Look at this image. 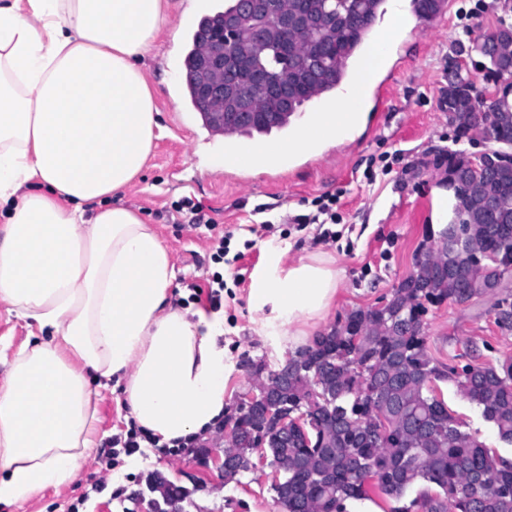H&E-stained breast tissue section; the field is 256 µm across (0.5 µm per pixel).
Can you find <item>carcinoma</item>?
Wrapping results in <instances>:
<instances>
[{"label": "carcinoma", "mask_w": 512, "mask_h": 512, "mask_svg": "<svg viewBox=\"0 0 512 512\" xmlns=\"http://www.w3.org/2000/svg\"><path fill=\"white\" fill-rule=\"evenodd\" d=\"M237 0L204 18L192 37L184 60L185 96L205 125H215L211 109L200 102L199 49L203 35L232 12ZM385 0H300L307 16L317 19L336 10L332 26L318 24L315 35L328 51L313 68L285 67L278 54L259 48L246 70L257 65L301 86L291 102L272 97L251 104L253 115L224 108V133L264 135L284 129L300 108L319 97L333 95L346 81L348 61L358 54ZM417 18L429 20L444 12L448 0H411ZM483 57L497 86L489 103L463 73L441 98L448 120L465 134L476 113L492 114L491 141L512 147V24H500L471 47ZM446 165L459 218L468 239L489 254L512 252V154L495 151L484 187L474 185L471 161L450 152ZM450 224L432 246L415 259L413 271L401 279L382 307L352 311L344 323L316 336L313 343L288 357V378L269 393L271 405L288 407V416H307L303 426L288 421V433L261 427L264 409L239 419L242 440L263 432L261 457L280 474L275 498L286 512H348L347 504L368 496L369 488L399 503L393 512H512V464L492 452L464 428L434 388L437 381L453 383L457 391L493 424L499 439L512 446V358L497 364L462 367L434 359L424 336L429 308L445 302L462 305L494 296L509 271L496 267L476 270L471 251L455 244ZM251 447L227 449L224 477L233 479L252 470ZM433 484L404 504L419 483ZM155 494L156 512L183 506L192 491L159 473L146 479Z\"/></svg>", "instance_id": "1"}]
</instances>
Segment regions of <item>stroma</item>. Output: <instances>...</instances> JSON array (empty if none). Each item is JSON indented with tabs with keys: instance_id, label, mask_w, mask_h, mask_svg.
Wrapping results in <instances>:
<instances>
[{
	"instance_id": "1",
	"label": "stroma",
	"mask_w": 512,
	"mask_h": 512,
	"mask_svg": "<svg viewBox=\"0 0 512 512\" xmlns=\"http://www.w3.org/2000/svg\"><path fill=\"white\" fill-rule=\"evenodd\" d=\"M230 0H166L167 34L146 52L140 66L160 111L161 130L148 164L125 192L122 201L153 226L174 266L172 296L188 298V283H206L213 273L224 276V342L236 362L230 387L233 401L255 385L252 364L273 370L283 363L268 343L250 329L246 293L249 274L264 243L287 241L292 258L321 249L334 253L344 271L336 304L321 331H328L358 308L379 305L413 269L415 252L427 241L432 190L447 182L437 157L451 151L471 156L488 148L476 136L458 137L440 109L448 60L459 47L512 24V0H448V9L430 21H415L404 34L394 60L395 72L380 73L364 104L365 117L351 140L299 156L287 170L260 173L229 168L220 162L229 144L245 143L242 135L219 137L203 127L186 99L172 100L168 79H182L184 50H173L171 31L188 38L186 18L201 19ZM473 25L472 34L464 26ZM333 193L335 239L322 241L321 225L296 224L297 216L314 214V198ZM185 196L210 208L215 229L191 228L175 211ZM224 232V260H213L212 233ZM494 300L482 297L466 305L444 303L431 309L425 326L430 353L446 364L474 352L479 362L493 364L512 357V330L495 323ZM30 339L25 319L0 302V354L7 358ZM0 363V386L8 366ZM449 410L499 455L512 456L493 426L449 382L437 385ZM96 407L98 435L74 480L47 489L29 500L0 504V512H66L82 492L90 498L85 512H147L146 503L132 500L149 474L158 472L195 493L185 512H282L271 489L272 471L263 461L237 480L225 479L214 465L202 464L188 453H162L143 448L122 454L106 489L92 490L91 476L103 467L98 450L130 427L121 388H100Z\"/></svg>"
}]
</instances>
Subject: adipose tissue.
<instances>
[{
	"label": "adipose tissue",
	"instance_id": "1",
	"mask_svg": "<svg viewBox=\"0 0 512 512\" xmlns=\"http://www.w3.org/2000/svg\"><path fill=\"white\" fill-rule=\"evenodd\" d=\"M411 23L392 0L347 93L325 105L328 122L308 117L291 141L242 147L225 164H281L350 138ZM165 26L164 0L0 5V301L39 331L0 389V503L76 477L97 431L89 373L122 383L133 423L162 445L207 438L231 411L223 313L172 304L168 250L120 201L160 128L139 61ZM290 250L266 244L247 288L251 331L279 353L303 347L343 278L334 254L292 261Z\"/></svg>",
	"mask_w": 512,
	"mask_h": 512
}]
</instances>
